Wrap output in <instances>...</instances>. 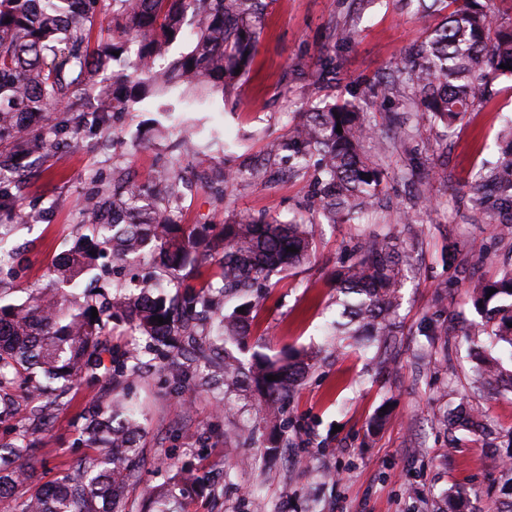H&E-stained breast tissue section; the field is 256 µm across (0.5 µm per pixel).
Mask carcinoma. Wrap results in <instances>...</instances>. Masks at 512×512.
<instances>
[{
    "mask_svg": "<svg viewBox=\"0 0 512 512\" xmlns=\"http://www.w3.org/2000/svg\"><path fill=\"white\" fill-rule=\"evenodd\" d=\"M449 10L443 23L427 29L398 69L411 96L424 106L413 113V129L437 118L453 127L483 102L485 88L497 77L512 75V27L498 22L499 12L481 0H432ZM98 0H0V211L26 219L11 191L17 180L53 142L39 121L60 108L72 113L73 128L84 114L72 101L77 87L96 100L98 125L112 136L109 113L129 100L144 101L176 94L202 103L224 95L255 56L260 0H112V15L98 18ZM199 16L189 52L156 69V61L183 32L187 12ZM139 43L127 68L103 85L105 67L122 59L127 44ZM120 55H114V52ZM342 132H336V127ZM374 131L352 101L316 105L289 133L288 151L301 167L318 157L322 214L356 221L373 206L383 173L365 150ZM181 177L163 168L155 173L148 194L133 189L122 197L97 192L80 207V224L89 234L54 266L59 287L37 290L21 303L8 301L13 292L0 281V392L20 381L30 402L19 410L0 395V422L22 413L36 431L50 423L43 398L62 397L81 379H115L136 375L148 365L138 351L112 355L102 337L112 334V320L122 315L145 348L169 361L180 382L193 364L212 359L217 342L245 341L251 334V313L271 277L309 260L313 230L292 218H243L224 225L221 256L201 251V231L170 224L162 209L178 193ZM474 189L498 193L499 205L512 209V150L502 154L489 174L477 175ZM296 251L290 252L288 248ZM356 258L336 277V317L327 336L338 350L366 346L365 337L386 346L399 328V293L411 266L409 252L388 236L374 235L356 246ZM149 256L160 270L158 279L174 278L187 269L217 265L194 284L183 278L171 294L148 283L124 287L81 288L80 278L99 261L122 273ZM495 293H489L490 289ZM239 301L244 312L222 315L224 295ZM471 301L482 313L481 334L468 337L477 360L476 381L491 389L512 391V368L496 350L508 351L512 363V267L489 283L478 282ZM98 317L91 319V308ZM154 316L171 317L166 324ZM110 359H104V354ZM313 356L290 350L270 356L253 353L248 366L224 357V387L246 381L264 397L262 422H273L281 402L291 397ZM275 380H267V376ZM142 425L135 409L116 394L88 406L79 441L104 449V457L72 466L57 481L32 487L30 461L37 450L25 431L0 447V498L20 494L17 512H125L123 500L141 463L138 447ZM204 478L180 467L168 477L148 512H173L170 505L196 494Z\"/></svg>",
    "mask_w": 512,
    "mask_h": 512,
    "instance_id": "carcinoma-1",
    "label": "carcinoma"
}]
</instances>
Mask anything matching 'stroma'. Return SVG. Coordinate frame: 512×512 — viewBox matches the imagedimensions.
Instances as JSON below:
<instances>
[{
    "label": "stroma",
    "mask_w": 512,
    "mask_h": 512,
    "mask_svg": "<svg viewBox=\"0 0 512 512\" xmlns=\"http://www.w3.org/2000/svg\"><path fill=\"white\" fill-rule=\"evenodd\" d=\"M267 2L248 73L222 103L174 112L166 136L150 135L157 115L139 103L113 113L108 137L95 123L93 99L84 101L85 122L75 137L60 128L63 113H50L58 146L13 189L26 220L0 212V225L8 228L0 251L15 260L13 297L52 287L54 264L84 232L77 206L86 195L124 180L147 187L163 167L188 177L169 213L175 223L206 226L208 243L247 215L313 220L312 258L265 290L252 312L248 345L235 352L244 361L255 350L317 354L280 417L285 432L278 454L265 452L272 428L255 418L262 403L256 391L194 388L195 379L220 376L215 365L191 371L179 384L164 367L152 368L121 389L139 405L143 423V467L126 490V512H141L172 468L187 462L206 482L185 501L186 512H503L500 462L512 448V392L478 388L464 336L443 346L434 333L444 322H478L470 287L512 265V224L495 220L494 201L476 208L471 192L477 174L496 161L512 120V78L492 82L487 101L453 129L429 121L412 131L391 121L412 112L407 89L381 79L394 73L434 16L417 13L406 0ZM344 29L352 40H335L334 31ZM329 57L336 61L335 80L314 86ZM314 99L358 103L389 144L378 158L379 204L359 223H332L319 214L313 169L294 168L288 157L289 130ZM185 124L201 130L193 155L174 148ZM205 171H232L237 178L205 184L199 180ZM407 212L413 222L404 221ZM385 232L414 250L401 331L376 359L354 348L336 350L323 335L336 314V272L357 243ZM108 392L100 381L74 383L67 405L56 407L50 425L35 435V483L56 480L74 460L98 456L78 437L85 406ZM462 402L480 415L486 437L438 424V411ZM383 408L388 418L372 431L370 421Z\"/></svg>",
    "instance_id": "stroma-1"
}]
</instances>
